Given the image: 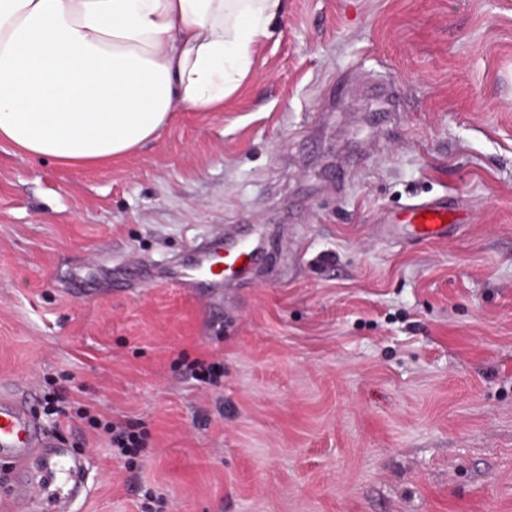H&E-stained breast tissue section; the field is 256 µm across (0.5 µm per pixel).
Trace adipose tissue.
<instances>
[{
    "mask_svg": "<svg viewBox=\"0 0 512 512\" xmlns=\"http://www.w3.org/2000/svg\"><path fill=\"white\" fill-rule=\"evenodd\" d=\"M283 0H0V143L64 165L220 112Z\"/></svg>",
    "mask_w": 512,
    "mask_h": 512,
    "instance_id": "ef3b65f1",
    "label": "adipose tissue"
}]
</instances>
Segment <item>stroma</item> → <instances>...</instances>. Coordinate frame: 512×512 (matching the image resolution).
Here are the masks:
<instances>
[{
    "mask_svg": "<svg viewBox=\"0 0 512 512\" xmlns=\"http://www.w3.org/2000/svg\"><path fill=\"white\" fill-rule=\"evenodd\" d=\"M271 31L223 111L133 155L0 146V386L61 381L144 427L128 459L34 404L89 460L73 512H140L146 488L165 512H512V0H285ZM383 81L400 109L377 127ZM435 197L446 239L391 224ZM229 224L273 244L248 285L113 288Z\"/></svg>",
    "mask_w": 512,
    "mask_h": 512,
    "instance_id": "stroma-1",
    "label": "stroma"
}]
</instances>
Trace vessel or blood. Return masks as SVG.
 Masks as SVG:
<instances>
[{"instance_id": "b4317fda", "label": "vessel or blood", "mask_w": 512, "mask_h": 512, "mask_svg": "<svg viewBox=\"0 0 512 512\" xmlns=\"http://www.w3.org/2000/svg\"><path fill=\"white\" fill-rule=\"evenodd\" d=\"M444 201L408 206L401 218L417 238L448 235ZM269 259L255 225L242 224L195 245L188 258L168 266L175 287L204 295L216 288L242 287L247 276ZM0 459L21 465L23 476L10 484L4 497L24 512H67L84 471L83 457L62 447L29 411V400L0 392Z\"/></svg>"}]
</instances>
